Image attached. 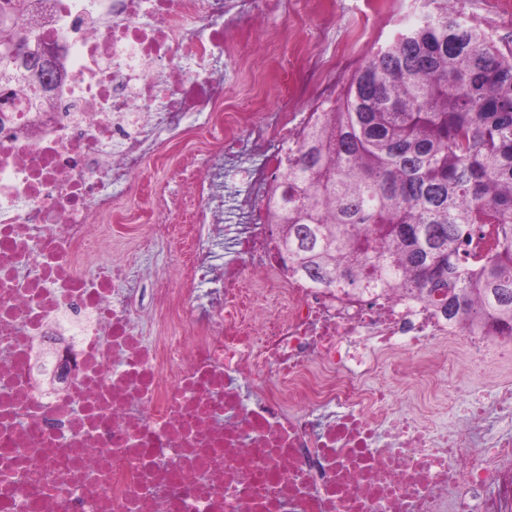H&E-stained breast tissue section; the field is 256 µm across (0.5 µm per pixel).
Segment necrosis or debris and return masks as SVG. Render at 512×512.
I'll list each match as a JSON object with an SVG mask.
<instances>
[{
	"label": "necrosis or debris",
	"mask_w": 512,
	"mask_h": 512,
	"mask_svg": "<svg viewBox=\"0 0 512 512\" xmlns=\"http://www.w3.org/2000/svg\"><path fill=\"white\" fill-rule=\"evenodd\" d=\"M37 40L57 52L51 109L0 110V512H512V385L463 424L446 380L488 347L512 360V326L443 316L403 288L310 281L279 248L274 190L336 85L321 56L279 111L224 109L228 71H251L294 0H42ZM201 117L204 147L165 207L194 202L182 287L144 301L132 264L91 263L121 189L140 199L156 136ZM245 182L242 222L215 266L224 170ZM221 271L199 304L193 284ZM277 297L269 309L264 300ZM408 366L434 407L370 382Z\"/></svg>",
	"instance_id": "obj_1"
}]
</instances>
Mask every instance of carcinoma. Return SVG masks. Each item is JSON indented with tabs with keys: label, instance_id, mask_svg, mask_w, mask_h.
Segmentation results:
<instances>
[{
	"label": "carcinoma",
	"instance_id": "obj_1",
	"mask_svg": "<svg viewBox=\"0 0 512 512\" xmlns=\"http://www.w3.org/2000/svg\"><path fill=\"white\" fill-rule=\"evenodd\" d=\"M0 84L31 90L12 49L41 61L40 0H0ZM466 0H422L347 80L336 110L288 171L282 246L328 285L369 272L384 287L441 294L448 319L512 323V46ZM493 224L485 257L470 243ZM347 266L336 271V260Z\"/></svg>",
	"mask_w": 512,
	"mask_h": 512
}]
</instances>
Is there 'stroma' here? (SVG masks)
Instances as JSON below:
<instances>
[{
  "label": "stroma",
  "mask_w": 512,
  "mask_h": 512,
  "mask_svg": "<svg viewBox=\"0 0 512 512\" xmlns=\"http://www.w3.org/2000/svg\"><path fill=\"white\" fill-rule=\"evenodd\" d=\"M418 0H386L377 8L367 0H324L322 12H309L305 5H298L294 15L283 18L282 26L288 30L285 55L277 68L263 73H250L245 82L231 81L224 93L225 104L231 105L250 94L258 95L264 111L279 110L281 100L290 91L297 77L293 58L308 52L324 57L328 67L334 68L338 80H347L366 58L390 40L402 23L416 8ZM468 16L481 20L492 37L501 44L512 41V8L501 0H467ZM194 151V138L185 135L175 142H160L150 159L142 180L147 196L135 203L137 224H188L190 211L174 215L161 205L164 197L175 192L174 172L184 158ZM137 224H113L112 244L103 248L99 259L126 260L136 246ZM183 258L178 241L170 239L157 243L153 250L135 258L140 277L162 280L171 266ZM512 378V363L500 364L494 351H487L485 363L472 369H459L449 381L457 400L456 411L441 415L446 424L460 423L464 409L475 400L492 401L495 380Z\"/></svg>",
  "instance_id": "1"
}]
</instances>
